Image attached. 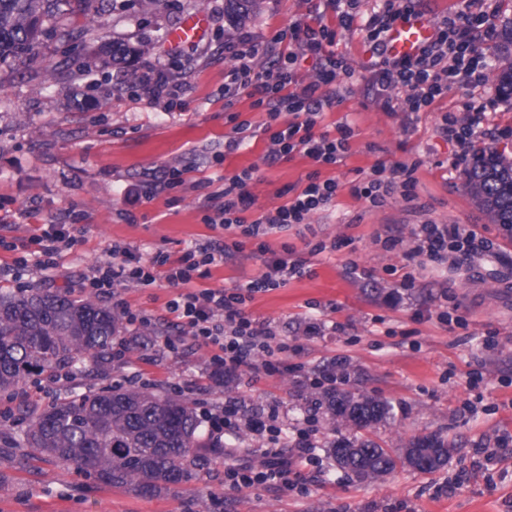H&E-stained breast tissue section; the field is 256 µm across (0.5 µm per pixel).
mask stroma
Instances as JSON below:
<instances>
[{
  "mask_svg": "<svg viewBox=\"0 0 512 512\" xmlns=\"http://www.w3.org/2000/svg\"><path fill=\"white\" fill-rule=\"evenodd\" d=\"M87 12H63L47 24L35 57L0 64V292L28 288L66 289L91 297L83 282L108 260L113 245L148 259L164 250L225 237L205 215L221 205L226 177L245 168L253 205L246 220L287 204L310 173L340 183L335 201L309 225L265 236L270 251L293 249L303 276L254 294L249 317L265 322L288 344L287 370L254 377L237 373L222 382L212 376L211 350L186 346L171 353L134 344L122 362L72 377L29 379L0 391V512H512V236L489 223L465 186V159L437 127L442 113L486 115L484 147L512 146V102L492 80L475 88H451L431 111L403 112L402 92L380 97L369 79L370 54L357 30H339L333 49L354 69L343 82L342 103L328 111L317 132L348 121L354 134L342 165L319 167L296 153L267 164L268 140L259 133L225 153L234 121L259 128L267 118L253 97L224 104V45L240 39L257 44V70L270 67L266 47L291 26L309 21L318 0H257L240 25L228 26L224 0H165L144 12L139 0ZM206 11V38L173 51L167 34L187 15ZM124 41L141 55L120 66H102L101 43ZM165 67L181 103L146 98L143 87ZM415 165L414 200L394 196L369 207L351 192L373 167ZM183 182L166 187L172 170ZM460 224L493 243L468 260L418 270L386 248L398 237L411 247L413 225ZM51 224H66L76 243L62 249L56 266L31 263L34 236ZM322 252H315V245ZM255 240L211 267L200 288L232 289L257 274L263 257ZM413 288L402 289L407 276ZM175 289L165 279L120 288L101 304H123L152 315L151 330L180 336L167 311ZM448 312L442 322L440 312ZM347 364V387L388 401L393 413L363 435L385 448L405 447L416 436L437 432L452 445L448 463L423 473L400 466L384 479L360 482L337 469L324 447L331 439L326 410H313L314 382L335 360ZM135 376L157 393L194 383L187 401L211 411L235 401L241 418L275 412V426L295 437L309 430L320 448L301 466L305 486L276 485L233 491L224 485L228 465H253L268 437L249 432L225 437L223 455H210L200 477L170 490L142 495L96 483L57 460L12 439L28 425L23 406H47L72 391H95Z\"/></svg>",
  "mask_w": 512,
  "mask_h": 512,
  "instance_id": "35a3bbf8",
  "label": "stroma"
}]
</instances>
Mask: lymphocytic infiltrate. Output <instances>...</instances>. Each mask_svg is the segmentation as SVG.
Wrapping results in <instances>:
<instances>
[{"instance_id": "obj_1", "label": "lymphocytic infiltrate", "mask_w": 512, "mask_h": 512, "mask_svg": "<svg viewBox=\"0 0 512 512\" xmlns=\"http://www.w3.org/2000/svg\"><path fill=\"white\" fill-rule=\"evenodd\" d=\"M324 10L336 17L335 27L322 23L303 24L289 32L288 49L278 51L271 67L260 71L254 66L256 48L228 46L230 67L224 84L225 96L245 92L255 96L257 106L266 110L267 120L262 126L270 148L268 162H276L299 152L319 165L336 166L342 163L353 129L340 121L334 133H315L314 128L327 109L342 99L336 86L340 77L350 75L352 69L342 56L330 47L337 29L360 27L371 52L369 65L371 82L379 91L404 92L407 112L427 111L457 85H477L486 78L485 66L477 61L478 40H492L495 29L485 15L468 16L454 12L435 22V36L411 60H394L387 53L386 35L398 19L415 13V0H375L371 14L364 24L356 22L358 0H322ZM312 55L320 65L313 81L300 84L295 65L299 58ZM290 114V122H281L282 114ZM413 167L399 164L390 174L372 169L353 186L354 196L365 199L371 207L384 206L394 192L404 198L414 196ZM254 174L246 168L224 180V204L217 218L224 229L234 231L233 239L218 246L198 245L187 249L178 258L164 251L150 260H142L128 248L113 246L112 258L97 266L87 285L104 295L113 294L127 284L150 286L158 278H165L175 288L176 296L170 300L168 311L179 326L197 344L209 347L211 363L225 371H243L253 375L272 376L283 366L280 353L286 352L285 343L276 341L270 328L245 313L247 301L258 292L268 291L288 280L302 276L301 263L289 260L287 254L267 257L266 246H259L264 254L261 271L246 284L233 290L195 289L196 279L206 277L210 265L224 257L241 251L245 240L267 235L271 230L308 223L310 217L328 208L340 188L338 180L320 179L310 174L306 186L286 205L245 222L243 213L252 204L246 190ZM413 245L404 251L407 261L418 267L443 259L445 253L455 252L472 257L488 251L490 244L473 230L458 224H417L411 230ZM213 442L224 435L240 430L260 436L268 426L262 419L241 421L234 402H227L220 412L204 411ZM315 445L309 432H299L292 456L282 449H265V461L260 467H234L224 470L229 489L240 490L266 484L289 486L292 461L310 462L314 459Z\"/></svg>"}]
</instances>
